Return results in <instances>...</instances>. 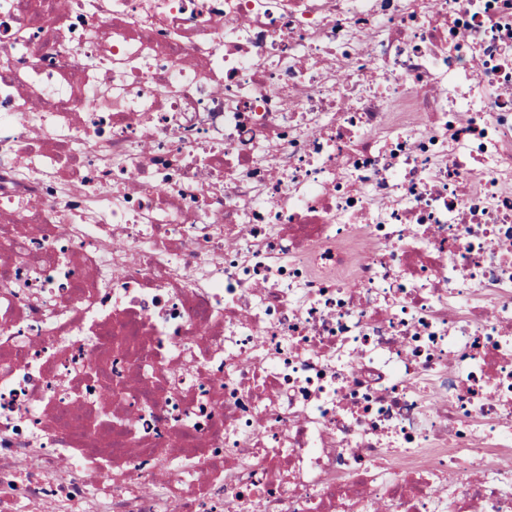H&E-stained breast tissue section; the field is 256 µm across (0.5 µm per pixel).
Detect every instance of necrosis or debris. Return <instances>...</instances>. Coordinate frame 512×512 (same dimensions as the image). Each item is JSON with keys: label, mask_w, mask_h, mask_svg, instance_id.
Segmentation results:
<instances>
[{"label": "necrosis or debris", "mask_w": 512, "mask_h": 512, "mask_svg": "<svg viewBox=\"0 0 512 512\" xmlns=\"http://www.w3.org/2000/svg\"><path fill=\"white\" fill-rule=\"evenodd\" d=\"M512 512V0H0V512Z\"/></svg>", "instance_id": "obj_1"}]
</instances>
